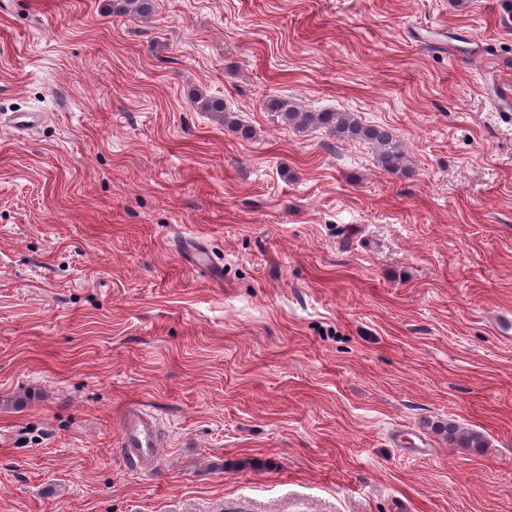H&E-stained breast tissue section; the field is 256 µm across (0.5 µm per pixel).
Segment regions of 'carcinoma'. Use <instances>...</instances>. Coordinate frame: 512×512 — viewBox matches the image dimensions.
I'll return each mask as SVG.
<instances>
[{
	"label": "carcinoma",
	"mask_w": 512,
	"mask_h": 512,
	"mask_svg": "<svg viewBox=\"0 0 512 512\" xmlns=\"http://www.w3.org/2000/svg\"><path fill=\"white\" fill-rule=\"evenodd\" d=\"M108 8L114 14L132 13L141 17L150 16L155 10V0H109ZM200 108L224 122L231 131L247 138L251 130L234 119L224 105V99L199 98ZM268 110L286 125L299 132L310 128H322L338 142H359L370 145L377 165L392 175H405L409 172V160L402 145L385 127L368 125L350 112H312L291 99L272 98L267 103Z\"/></svg>",
	"instance_id": "obj_1"
}]
</instances>
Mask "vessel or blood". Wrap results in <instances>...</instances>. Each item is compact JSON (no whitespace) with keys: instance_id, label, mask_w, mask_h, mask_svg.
I'll return each instance as SVG.
<instances>
[{"instance_id":"vessel-or-blood-1","label":"vessel or blood","mask_w":512,"mask_h":512,"mask_svg":"<svg viewBox=\"0 0 512 512\" xmlns=\"http://www.w3.org/2000/svg\"><path fill=\"white\" fill-rule=\"evenodd\" d=\"M162 426L155 413L140 402L127 404L121 413L119 448L124 462L136 470H145L157 460Z\"/></svg>"}]
</instances>
